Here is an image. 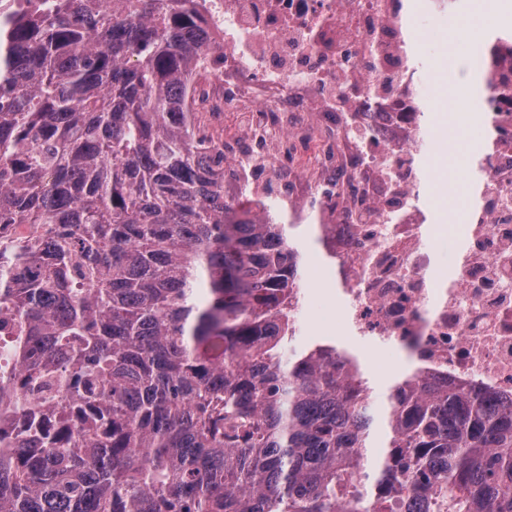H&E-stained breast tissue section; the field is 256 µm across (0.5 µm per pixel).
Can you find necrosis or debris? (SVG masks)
Returning a JSON list of instances; mask_svg holds the SVG:
<instances>
[{
	"label": "necrosis or debris",
	"mask_w": 512,
	"mask_h": 512,
	"mask_svg": "<svg viewBox=\"0 0 512 512\" xmlns=\"http://www.w3.org/2000/svg\"><path fill=\"white\" fill-rule=\"evenodd\" d=\"M210 50L187 107L245 112L224 131V193L294 223L318 221L335 258L347 330L408 348L432 382L512 400V37L494 54L462 45L483 121L458 224L430 223L432 178L413 20L448 0H194ZM458 249L450 272L428 241Z\"/></svg>",
	"instance_id": "1"
}]
</instances>
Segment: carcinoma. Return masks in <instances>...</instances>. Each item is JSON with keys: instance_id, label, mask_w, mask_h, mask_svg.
Instances as JSON below:
<instances>
[{"instance_id": "carcinoma-1", "label": "carcinoma", "mask_w": 512, "mask_h": 512, "mask_svg": "<svg viewBox=\"0 0 512 512\" xmlns=\"http://www.w3.org/2000/svg\"><path fill=\"white\" fill-rule=\"evenodd\" d=\"M209 41L193 0H0V512H512V404L284 359L296 225L224 197Z\"/></svg>"}]
</instances>
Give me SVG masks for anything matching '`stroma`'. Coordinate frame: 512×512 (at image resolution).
Segmentation results:
<instances>
[{"label": "stroma", "mask_w": 512, "mask_h": 512, "mask_svg": "<svg viewBox=\"0 0 512 512\" xmlns=\"http://www.w3.org/2000/svg\"><path fill=\"white\" fill-rule=\"evenodd\" d=\"M488 7L487 0H456L449 18L437 25L440 41L436 44L432 43L426 24H419L417 30L421 56L433 58L430 69L423 71L422 79L436 90L428 111L430 128L437 134L432 144L435 197L429 204L433 221L437 224L458 220L460 210L454 207L453 201L461 180L453 162L458 155L476 148L472 125L461 122L457 113L444 109L445 104L452 101L463 103L467 92L457 81L459 64L449 57L443 42L453 36L458 43L478 50L483 48L489 37L512 33V0H498L496 7L500 18L489 28L481 22V16ZM294 233L303 257L304 276L316 280L320 297L318 302L309 303L302 311L299 332L290 344L291 349L298 351L320 344L355 356L373 390L374 399H381L390 383L408 374L411 360L401 349L384 353L372 350L369 344L340 328L336 316L342 310L344 299L335 290L336 264L327 257L310 225H299Z\"/></svg>", "instance_id": "stroma-1"}]
</instances>
